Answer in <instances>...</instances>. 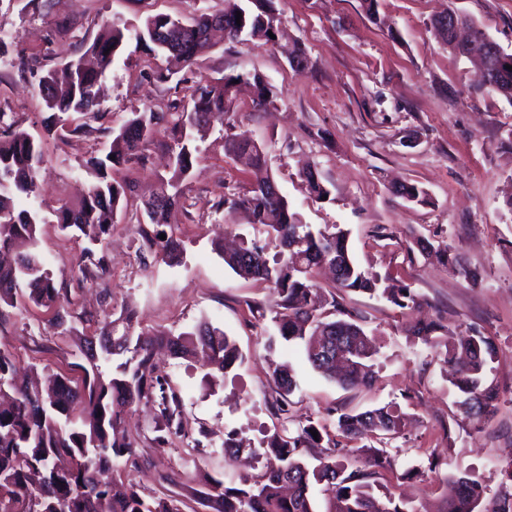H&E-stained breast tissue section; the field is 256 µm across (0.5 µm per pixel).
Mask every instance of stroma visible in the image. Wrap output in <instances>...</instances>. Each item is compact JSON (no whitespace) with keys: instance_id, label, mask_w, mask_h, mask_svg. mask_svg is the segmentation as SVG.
I'll use <instances>...</instances> for the list:
<instances>
[{"instance_id":"1","label":"stroma","mask_w":512,"mask_h":512,"mask_svg":"<svg viewBox=\"0 0 512 512\" xmlns=\"http://www.w3.org/2000/svg\"><path fill=\"white\" fill-rule=\"evenodd\" d=\"M450 6L512 53V0H379L377 24L366 17L361 0H279L277 42L216 37L207 53L166 81L155 77L167 66L164 55L127 42L104 78L102 119L92 121L88 132L61 130L48 137L35 78L82 52L103 22L125 30L155 14L189 20L222 12L224 0H42L37 10L28 0H0V38L18 43L28 62L23 70L14 53L0 55V117L41 137L45 155L39 195L17 199V208L48 216L76 201L94 179L85 162L108 146L110 129L137 111L160 118L139 159L113 172L127 186L126 204L108 239L106 274L79 271L86 240L53 223L40 228L38 250L56 284L68 290V330L54 328L51 312L20 299L0 312V350L20 370L73 376L82 360L80 337L99 333L130 309L145 331L179 333L210 322L243 355L214 386L198 362L160 352L163 384L180 402L181 431L157 445L155 410L139 406L130 412L139 450L151 461L132 479L146 492L158 491L162 475L170 474L187 489L183 512H207L193 495L206 478L236 486L252 474L244 459L225 454L224 439L233 431L255 445L279 428L270 364L282 360L291 362L299 382L289 397L295 421L339 406H401L408 419L389 449L397 466L424 461L431 452L440 457L438 473L402 486L417 512H440L441 474L479 475L488 504L500 492L512 465V101L482 86L473 64L436 35L434 19ZM297 46L308 57L302 72L289 63ZM238 74L262 77L271 101L257 108L249 92H240L233 109L214 115L197 140L199 153L181 184L180 204L162 227L183 248L180 263L168 264L142 249L137 228L148 221L147 201L172 174L170 105L189 101L197 85ZM231 134L262 147L269 173L305 223L347 229L362 268L410 285L421 303L419 317L441 319L452 336L476 328L494 338L499 353L491 376L500 404L481 428L465 419L450 425L458 396L446 372L432 349L408 335L406 316L385 299L336 293L380 342L374 385L353 390L314 372L270 319L253 313V306L268 305L270 289L236 275L216 249L228 231L248 243L266 242L244 211L231 214L217 206L223 196L245 194L253 184L250 170L224 151ZM308 168L328 189L327 199L310 194L303 176ZM406 182L425 189L426 203L395 193V185ZM384 230L389 239H381ZM418 236L450 245L462 265L478 272V281L421 255L413 245ZM195 439L199 448L189 451Z\"/></svg>"}]
</instances>
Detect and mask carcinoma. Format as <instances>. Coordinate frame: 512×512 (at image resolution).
Segmentation results:
<instances>
[{"instance_id":"cac0c4a2","label":"carcinoma","mask_w":512,"mask_h":512,"mask_svg":"<svg viewBox=\"0 0 512 512\" xmlns=\"http://www.w3.org/2000/svg\"><path fill=\"white\" fill-rule=\"evenodd\" d=\"M241 23H236V13ZM261 12L243 5V0H224V12L202 14L183 20L171 29L172 17H147L133 34L106 22L85 52L51 69L38 80V97L51 113L45 131L52 134L69 127L70 116L100 118L99 83L114 57L133 40L136 43H169L166 58L190 65L211 48L210 29L219 23L225 37L238 39L245 29L255 41L271 42V24L260 20ZM436 33L448 48L461 55L470 49L455 42L448 26ZM250 88L252 101L265 105L270 90L258 75L229 76L220 84L197 86L190 102L173 104L171 127L172 176L159 193L146 203L149 223H169L179 195L168 191L178 185L193 167L196 147L192 131L207 124L214 112H227L241 86ZM160 117L153 112H133L112 130L107 154L92 156L87 165L96 175L83 198L53 211V223L101 245L110 233L126 194V185L112 177V170L138 157L139 146L150 139ZM225 151L245 158L252 166L255 184L243 197L229 195L216 204L230 212L242 209L249 221L264 229L278 251L270 255L255 243L220 251L224 264L236 275L269 285L273 300L268 308L279 336L302 346L310 367L321 376L337 381L345 389L369 388L376 379L380 353L376 338L368 335L353 314L336 301L334 293L313 281V271L325 260L337 266L334 287L378 294L402 311L419 304L417 294L405 284L384 285L378 276L363 270L351 255L348 231L337 224L313 228L290 209L286 198L264 191L273 178L264 167L263 150L254 142L229 135ZM44 162L39 139L6 124L0 117V251L14 253L13 262L0 263V305H13L17 292L38 308L53 311L52 325L66 329L68 290L54 284L44 259L37 251L39 226L48 222L40 211L15 212L12 196L34 197L38 172ZM397 193L410 202L423 204L426 191L415 183H404ZM144 246L170 262L180 261V241L174 236L139 227ZM419 251L437 263L457 269L468 280L475 274L458 264L449 245L416 240ZM106 271L103 252L85 249L80 270L89 266ZM446 327L438 320H417L408 333L434 350L445 367L451 368L449 383L459 396V411L478 426L495 414L499 392L488 366L498 356V347L481 331L457 339H439ZM100 337L112 338L113 351L98 356L85 354L88 365L77 364L80 380L48 373L47 387L39 379L21 385L14 381L15 364L0 351V512H182V501L174 495L146 497L126 474L141 468L146 459L137 451V441L125 424L126 415L140 404L152 405L159 421L155 441L164 443L171 433L164 389L154 361V345H166L175 357H201L209 366L208 376L224 377L242 359L236 343L223 330L203 321L192 330L173 334L159 331L145 339L136 332L135 316L127 313L112 321ZM271 376L279 398L274 412L284 427L265 437L262 449L245 448L235 433L224 440V452L257 454L264 459V472L244 478L238 486H227L220 478L206 480L199 492L209 512H417L396 494L393 485L380 482L383 472H394L389 443L398 438L405 413L388 403L365 410L336 407L317 419L285 424L289 416L288 396L297 387L290 364L275 363ZM318 432L313 437L310 430ZM324 448L311 466L306 448ZM484 489L478 480L455 477V494L441 512H512V491H506L490 509L482 508Z\"/></svg>"}]
</instances>
